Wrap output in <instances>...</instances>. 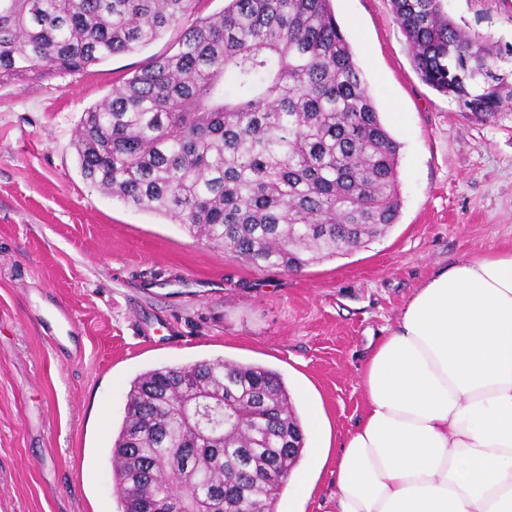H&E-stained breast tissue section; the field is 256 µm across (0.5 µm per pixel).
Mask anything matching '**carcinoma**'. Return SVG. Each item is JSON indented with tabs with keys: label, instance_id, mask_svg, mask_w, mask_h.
<instances>
[{
	"label": "carcinoma",
	"instance_id": "obj_1",
	"mask_svg": "<svg viewBox=\"0 0 512 512\" xmlns=\"http://www.w3.org/2000/svg\"><path fill=\"white\" fill-rule=\"evenodd\" d=\"M193 0H0V85L78 72L180 26ZM427 86L482 121L512 71L446 0H391ZM83 178L258 268L299 272L398 222L402 145L330 0H230L89 108ZM305 449L281 375L226 359L150 369L112 443L124 512H276Z\"/></svg>",
	"mask_w": 512,
	"mask_h": 512
}]
</instances>
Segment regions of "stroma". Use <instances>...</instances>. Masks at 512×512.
Instances as JSON below:
<instances>
[{"instance_id": "35a3bbf8", "label": "stroma", "mask_w": 512, "mask_h": 512, "mask_svg": "<svg viewBox=\"0 0 512 512\" xmlns=\"http://www.w3.org/2000/svg\"><path fill=\"white\" fill-rule=\"evenodd\" d=\"M471 35L512 46V0H448ZM378 110L401 142L399 221L370 248L301 273L257 270L82 178L81 116L180 29L77 73L0 86V512H122L112 442L141 373L224 358L277 371L345 435L360 374L418 285L512 247V99L498 120L425 85L390 0H331ZM203 280L200 288L177 280ZM67 307L61 344L44 316Z\"/></svg>"}]
</instances>
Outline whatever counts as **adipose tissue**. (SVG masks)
<instances>
[{
    "label": "adipose tissue",
    "instance_id": "obj_1",
    "mask_svg": "<svg viewBox=\"0 0 512 512\" xmlns=\"http://www.w3.org/2000/svg\"><path fill=\"white\" fill-rule=\"evenodd\" d=\"M363 413L332 442L331 512H512V249L426 279L372 349Z\"/></svg>",
    "mask_w": 512,
    "mask_h": 512
}]
</instances>
